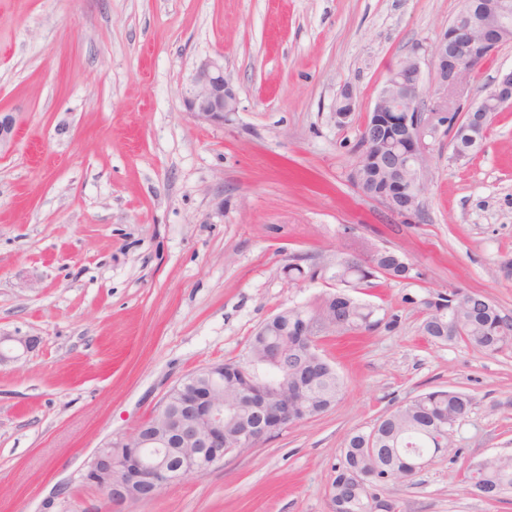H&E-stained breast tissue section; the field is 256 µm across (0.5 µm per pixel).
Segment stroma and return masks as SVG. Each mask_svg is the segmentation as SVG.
<instances>
[{"label": "stroma", "mask_w": 512, "mask_h": 512, "mask_svg": "<svg viewBox=\"0 0 512 512\" xmlns=\"http://www.w3.org/2000/svg\"><path fill=\"white\" fill-rule=\"evenodd\" d=\"M463 0H0V111L18 117L0 155V335L36 336L0 365V512H100L85 483L99 448L129 436L168 389L218 361H246L271 316L336 289L338 257L385 248L416 281L377 275L362 302L397 325L321 336L344 382L324 414L227 454L130 512H331L347 437L412 397L467 394L444 456L381 494L395 512H512V493H468V462L512 454V345L438 344L404 295L475 292L512 319V109L481 150L426 137L410 220L351 180L362 126L389 71L432 51ZM223 57L238 95L224 126L198 123L182 91ZM500 46L453 97L479 102ZM357 107L332 109L343 87ZM312 272L299 284L287 266Z\"/></svg>", "instance_id": "stroma-1"}]
</instances>
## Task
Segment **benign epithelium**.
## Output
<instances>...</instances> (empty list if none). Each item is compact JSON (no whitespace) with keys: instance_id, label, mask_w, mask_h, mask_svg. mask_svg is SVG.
<instances>
[{"instance_id":"1","label":"benign epithelium","mask_w":512,"mask_h":512,"mask_svg":"<svg viewBox=\"0 0 512 512\" xmlns=\"http://www.w3.org/2000/svg\"><path fill=\"white\" fill-rule=\"evenodd\" d=\"M480 12V5H475L466 21L452 22L435 44L433 67L438 102L428 114L419 112L417 108V102L424 93L418 59L409 56L390 70L372 110L376 119L365 121L362 127L364 146L354 169L356 184H362V168L369 157L406 146L407 151L395 155L391 168L414 175L413 191L419 197L423 192L422 175L428 166L426 130L436 121L440 123L451 118L452 131L462 134L469 131L473 112L479 108H471L464 113L448 110V90L465 83L486 56L504 43V34L512 32V23L506 19L505 13H500L485 29L482 51L474 52L472 42L476 31L473 24ZM490 96L500 110L512 107V69L499 72ZM183 103L186 112L199 123L222 126L230 121L238 111V98L224 74L223 60L207 58L196 66L184 92ZM355 106L353 91L346 86L336 100L333 115L343 120L354 112ZM386 112L404 114L400 122L404 133L391 140L383 139L377 132L384 126ZM16 133V115L0 112V152L11 147ZM381 203L406 219L419 209L417 199L404 206L390 198L381 200ZM339 325L341 322L324 314L305 319L300 329L305 349L315 350L322 333ZM37 345L36 336H0V365L14 359L12 352L29 353ZM241 377V408L249 416L238 420L239 447H252L279 430L306 421L302 400L281 391V384L256 385L252 376L243 373ZM226 410L224 363L205 365L168 390L158 411L131 435L117 442L121 452L112 453L110 444L100 449L85 474V481L103 492L112 512H124L132 505L159 497L189 476H202L228 454L224 445Z\"/></svg>"}]
</instances>
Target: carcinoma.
I'll use <instances>...</instances> for the list:
<instances>
[{
	"label": "carcinoma",
	"mask_w": 512,
	"mask_h": 512,
	"mask_svg": "<svg viewBox=\"0 0 512 512\" xmlns=\"http://www.w3.org/2000/svg\"><path fill=\"white\" fill-rule=\"evenodd\" d=\"M474 138L450 137L452 153L465 158L477 152L485 139V128L473 131ZM371 188L379 193L388 186L387 170L379 163L368 172ZM381 273L401 281L419 277V272L394 251L383 249L370 252L364 263L351 258L336 260L335 278L345 288L328 296L318 306L308 308L295 306L286 310L288 316L278 326L288 334V370L269 366L271 375L284 379L309 369V375L302 376L306 389L304 408L308 414L319 416L329 410L342 394L343 384L336 371L317 366L314 354L302 349L297 335L300 316L313 317L325 308L336 309L342 321V332L372 330L381 325L391 328L397 319L378 316V309L362 303L349 293L368 283L374 273ZM478 295L460 290L437 294V301L417 298L409 294L404 302L415 305L423 314V332L440 342H464L473 348L493 355L512 342L507 335L512 331V322L503 317L493 302L484 300L482 307L474 308L472 301ZM261 339L251 336L248 362L229 361L224 363V389L230 395L234 382L239 379L240 370L250 372L260 379L257 370L265 365L260 357L258 344ZM470 398L455 389H438L424 392L411 398L378 420L377 432H355L349 436L341 460L336 465L330 486L332 512H390L388 499L369 492L377 486L412 480L418 471L414 464L420 460L431 461L439 455L453 451L452 435L460 418L467 414ZM372 442L377 451L367 456L361 451L367 442ZM468 486L480 491L485 499L497 500L503 494L512 492V456L502 455L487 459L482 467L469 464L467 467Z\"/></svg>",
	"instance_id": "cac0c4a2"
}]
</instances>
